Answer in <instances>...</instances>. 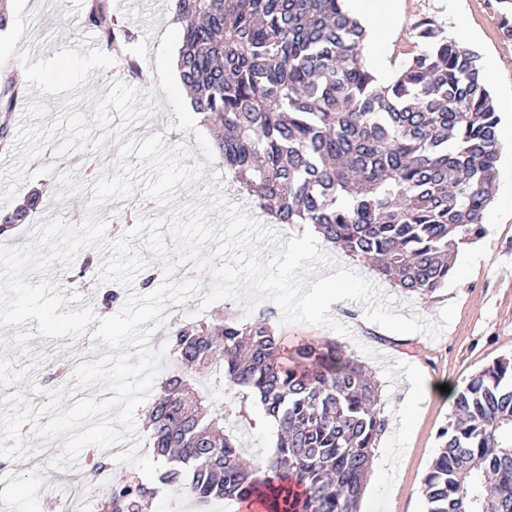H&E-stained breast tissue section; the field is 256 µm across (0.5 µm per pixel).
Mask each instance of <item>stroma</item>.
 Segmentation results:
<instances>
[{
	"label": "stroma",
	"mask_w": 512,
	"mask_h": 512,
	"mask_svg": "<svg viewBox=\"0 0 512 512\" xmlns=\"http://www.w3.org/2000/svg\"><path fill=\"white\" fill-rule=\"evenodd\" d=\"M399 9L394 21L380 36L368 42L365 58H380L384 74L380 84H388L405 63V53L412 49L416 28L425 19L434 21L443 30H451L449 10H456L464 20L467 35L464 45L481 57L489 81L494 105L500 115L498 139V174L492 201L485 213V233L475 243L464 245L456 256V272L447 287L433 297L406 294L390 281L381 278L372 267L350 257L338 247L327 252L340 264L350 267L371 281L380 291L393 299V310L404 317L419 315L424 319L437 318L447 304H455L452 323L438 339L422 333L396 334L367 320L363 304L341 301L332 304V316L349 328V335L335 336L333 330L302 324H277L276 331L286 345L299 337H337L339 343L352 353L372 373L379 386L381 410L388 420V430L374 451L372 477L368 482L360 512H425L422 495L423 478L439 449L438 433L450 420L453 407L446 398L431 394L420 404L415 421L408 432L399 429L398 412L405 401L411 378L434 385L449 383L462 388L472 375L500 356L512 355V39L501 29L503 5L501 0H398ZM86 0H27L25 9L35 15L17 44L18 49H31L33 59L50 58L62 48L77 47L79 41L91 35L83 23ZM115 21L135 34L130 52L141 71L140 76L124 72L121 64L108 70H93L84 86V99L77 111L92 115L93 104L106 95L112 82L120 81L139 93L141 104L149 106L147 116L130 124L132 132L143 135L162 134L167 145L196 148L197 135H209L204 123H197L195 132L176 128L177 118L165 93L159 89L156 72V53L163 30L171 24L169 14H161L151 28L139 23V16L129 0H110ZM12 79L24 86L23 99L8 115L0 114V124L10 132H18L21 124H51L61 111L62 96L40 95L27 90L23 64L11 58L4 65ZM54 165V172L22 181L17 186L14 201L0 204V211L13 209L15 200L23 199L32 190L43 195L41 209L33 213L28 223L17 230L19 243L31 239V226L37 222L71 215H86L92 197L87 182L82 154L53 157L44 152L32 161V168ZM207 173L196 183V194L209 187L213 174H220V191L231 202L241 204L262 224L269 217L256 208L251 199L239 191L230 173L225 172L221 157H214L206 167ZM271 224V223H270ZM34 337L26 347L12 343L14 327L0 326V389L16 393L34 406L46 403V393L60 388L73 390L75 379L51 381L48 373L59 366L63 358L76 362L97 360L106 353L100 341L82 337H64L63 352H56L54 339L36 335V321L25 324ZM39 393H32V386ZM249 422L230 417L225 430L235 432L246 457L260 464L272 453L277 430L256 400H248ZM15 479L0 486V512H65L70 501L68 485L61 484L46 493L37 490L33 474L20 466L18 460L8 465Z\"/></svg>",
	"instance_id": "1"
}]
</instances>
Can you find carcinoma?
<instances>
[{
  "mask_svg": "<svg viewBox=\"0 0 512 512\" xmlns=\"http://www.w3.org/2000/svg\"><path fill=\"white\" fill-rule=\"evenodd\" d=\"M343 0H174L179 77L194 112L219 126L215 148L242 189L279 224H314L327 242L409 294L448 284L452 255L484 233L497 178L496 112L479 55L431 21L387 85L363 59L367 35ZM84 23L129 71L135 35L107 0ZM30 194L0 214V235L27 222ZM268 310L253 323H175L184 373L145 412L162 485L199 508L260 495L270 512H356L387 430L378 387L334 339L284 345ZM223 360L224 385L277 425L273 456L251 466L224 416L199 411L190 372ZM423 479L427 512H512V358L475 374ZM154 489L112 485L94 512H145Z\"/></svg>",
  "mask_w": 512,
  "mask_h": 512,
  "instance_id": "cac0c4a2",
  "label": "carcinoma"
}]
</instances>
